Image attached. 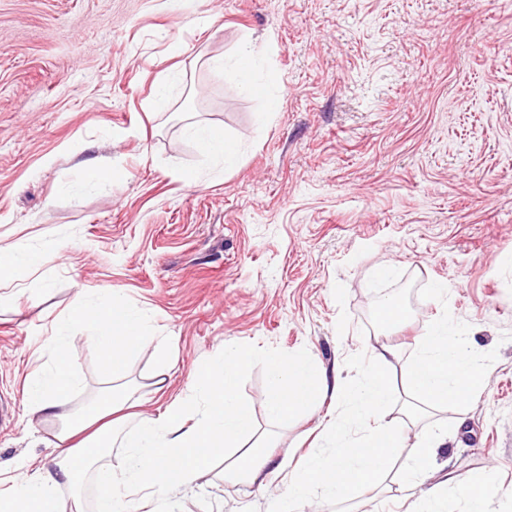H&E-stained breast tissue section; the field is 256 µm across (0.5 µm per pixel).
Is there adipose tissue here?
Segmentation results:
<instances>
[{
  "instance_id": "adipose-tissue-1",
  "label": "adipose tissue",
  "mask_w": 512,
  "mask_h": 512,
  "mask_svg": "<svg viewBox=\"0 0 512 512\" xmlns=\"http://www.w3.org/2000/svg\"><path fill=\"white\" fill-rule=\"evenodd\" d=\"M76 326L95 340L101 371L114 379L123 377L130 355L153 341L146 316L109 290L82 299L56 322L54 361L29 378L26 401L32 413L53 428L58 454L48 466L23 460L13 476L0 479V512H57L60 489L76 485L87 470L98 490L95 512H128L132 494L161 490L172 479L191 487L213 454L234 447L249 429V413L236 396L249 357L229 350L195 369L193 390L201 406L176 401L161 415L140 419L135 433L123 440L128 449L124 466L117 470L97 465L121 425L116 414L129 396L110 388L83 411L68 404L66 393L80 385L68 362ZM266 365L268 411L274 417L311 406L328 388L323 370L307 352L273 354ZM484 376L483 366L466 354L447 323L436 322L410 365L409 392L439 407L471 394Z\"/></svg>"
}]
</instances>
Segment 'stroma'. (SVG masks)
<instances>
[{
  "mask_svg": "<svg viewBox=\"0 0 512 512\" xmlns=\"http://www.w3.org/2000/svg\"><path fill=\"white\" fill-rule=\"evenodd\" d=\"M246 39L263 51L261 95L207 64L234 66ZM173 70L183 78L155 111ZM194 121L236 143L233 166L200 153L184 133ZM96 166L114 175L86 186ZM0 243L44 254L0 283V475L52 458L28 378L79 293L109 289L154 336L127 360L145 415L191 401L194 366L254 355L237 385L251 432L192 487L137 500V512H268L337 402L271 417L266 356L308 352L341 383L347 357L393 345L404 402L409 362L442 318L487 376L423 424L447 433L440 456L459 481L490 475L488 512H512V0H0ZM384 264L392 275L375 280ZM387 299L406 310L391 328L367 315ZM70 364L80 410L106 387L89 337ZM267 442L280 471L225 476ZM415 443L408 431L351 512H415L436 486L441 512H467L444 471L403 483Z\"/></svg>",
  "mask_w": 512,
  "mask_h": 512,
  "instance_id": "1",
  "label": "stroma"
}]
</instances>
